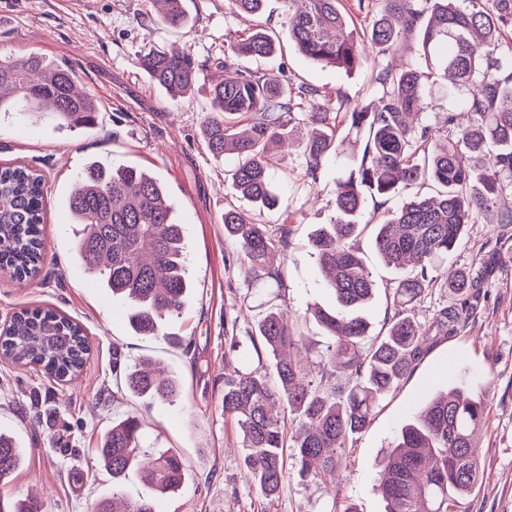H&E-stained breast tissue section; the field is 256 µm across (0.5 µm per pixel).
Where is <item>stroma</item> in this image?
Instances as JSON below:
<instances>
[{
    "instance_id": "1",
    "label": "stroma",
    "mask_w": 512,
    "mask_h": 512,
    "mask_svg": "<svg viewBox=\"0 0 512 512\" xmlns=\"http://www.w3.org/2000/svg\"><path fill=\"white\" fill-rule=\"evenodd\" d=\"M188 22L173 28L160 21L149 0H0V54L23 59L36 54L70 66L78 85L95 99L97 123L70 129L50 118L0 112V163L26 166L45 179L44 250L39 273L19 281L0 273V328L14 313L49 308L79 323L90 353L78 377L57 382L39 366L0 357V432L12 434L25 461L5 492L35 498L43 512H93L98 500L119 494L145 496L136 478L113 487L96 448L115 416L136 413L143 423L144 450L172 448L186 464L165 512H384L376 481L377 464L396 432L449 383L484 398L488 424L477 435L482 482L462 500L459 512H512V254L494 255L512 224L486 215L471 225L447 267H467L483 280L476 315L441 341L379 405L369 427L347 450L339 493L323 484L286 480L267 498L244 477L238 426L225 418L224 380L241 369H265L267 356L252 331L271 311H288L306 340L307 356L317 361L322 331L310 306H331L329 289L310 247L319 225L336 217V180L344 176L363 142L340 124L344 151L329 158L318 181L306 175L298 147L307 130L272 171V186L285 208L258 209L234 191L224 175L233 157H214L201 134L210 106V82L230 39L249 28L281 31L283 0H265L263 12L243 16L230 0H185ZM413 43L393 55L372 54L352 72L314 63L284 43L282 53L246 60V67L288 81L319 87L331 112L377 100L375 75L386 65L415 62ZM191 52L203 69L194 91L171 98L135 65L145 51ZM141 167L160 177L168 202L182 224L187 273L192 283L181 314L167 319L168 332L181 337L142 336L127 324L124 303L99 287L74 258L75 238L67 200L73 182L90 157ZM247 213L257 224L288 222L292 233L282 268L285 288L253 282L232 256L224 237V211ZM376 282L366 314L379 332L395 312L393 288L398 271L386 267L372 247L371 232L358 241ZM130 363L148 358L178 379L175 404L149 398L115 399L114 358Z\"/></svg>"
}]
</instances>
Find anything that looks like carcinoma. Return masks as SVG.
Segmentation results:
<instances>
[{"instance_id": "1", "label": "carcinoma", "mask_w": 512, "mask_h": 512, "mask_svg": "<svg viewBox=\"0 0 512 512\" xmlns=\"http://www.w3.org/2000/svg\"><path fill=\"white\" fill-rule=\"evenodd\" d=\"M376 0L377 19L363 36L339 8L341 0H284V27L300 54L346 72L362 66L369 49H397L401 32L418 34V52L446 83L444 96L471 113L465 128L448 111L434 125L413 126L423 112L421 75L412 64L382 68L374 106L344 113L364 140L348 177L336 182V219L323 224L311 245L335 296L331 309L310 313L326 339L319 360H304L303 337L287 313L270 312L256 325L271 372L250 370L224 382V415L242 434L244 467L252 487L276 495L288 471L300 480L320 481L336 492L337 469L346 448L375 417L379 403L411 372L441 336H450L473 315L479 295L476 277L458 268L443 277L448 258L469 225L494 211L512 224V62L500 57L504 30L512 29V0ZM171 26L188 22L184 0H152ZM280 47L278 35L258 30L228 47L211 88V107L202 123L208 150L236 156L232 187L260 208L280 205L272 189L274 158L268 146L308 127L303 142L307 177L315 181L327 156L339 154L336 118L320 103L323 91L310 85L288 90L250 71L238 60L266 57ZM135 64L174 97L194 89L200 65L188 52H148ZM36 112L70 128L95 124L93 97L78 90L75 73L38 55L17 62L0 55V112ZM431 181L436 194L418 195L383 213L373 245L396 270H411L394 288L395 312L382 335L369 334L364 316L375 292L357 238L355 217L365 195L388 200L409 185ZM68 208L78 225L75 256L112 295L126 301L125 315L142 336H162L164 321L181 313L192 288L186 277L182 225L167 204L161 179L145 169L91 159L74 182ZM43 178L28 167H0V271L22 279L38 269L43 248ZM291 225L274 230L234 209L224 210V236L234 243L256 283L284 287L276 256L287 248ZM451 289L456 302L416 317L431 288ZM89 344L82 328L53 309L16 313L0 331V354L42 368L69 381L82 368ZM121 389L173 403L176 377L150 361L113 363ZM487 418V404L464 395L448 381L406 425L384 453L378 487L386 512H458L481 477L472 448ZM142 424L135 416L112 421L97 456L117 485L135 472L154 495L129 502L127 512H162V499L184 480L180 455L171 449L143 452ZM23 463V451L0 433V484ZM0 512H42L34 500L0 495Z\"/></svg>"}]
</instances>
